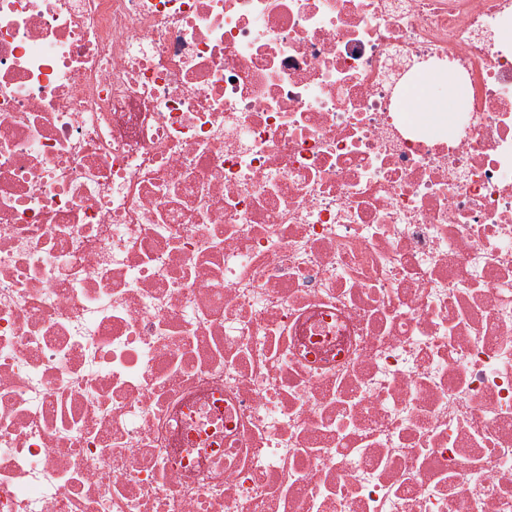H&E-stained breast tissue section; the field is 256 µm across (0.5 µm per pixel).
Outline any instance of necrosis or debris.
<instances>
[{"instance_id": "4bbe7bcc", "label": "necrosis or debris", "mask_w": 512, "mask_h": 512, "mask_svg": "<svg viewBox=\"0 0 512 512\" xmlns=\"http://www.w3.org/2000/svg\"><path fill=\"white\" fill-rule=\"evenodd\" d=\"M0 512H512V0H0ZM462 95V84L453 74L428 71L414 86L407 112L436 135L448 137L451 133V113L458 111Z\"/></svg>"}]
</instances>
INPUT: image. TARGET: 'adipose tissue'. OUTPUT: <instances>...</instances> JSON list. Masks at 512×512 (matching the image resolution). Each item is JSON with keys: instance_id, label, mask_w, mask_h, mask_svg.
<instances>
[{"instance_id": "1", "label": "adipose tissue", "mask_w": 512, "mask_h": 512, "mask_svg": "<svg viewBox=\"0 0 512 512\" xmlns=\"http://www.w3.org/2000/svg\"><path fill=\"white\" fill-rule=\"evenodd\" d=\"M462 95L463 87L454 75L428 71L412 91L409 112L414 120L445 137L451 132V114L458 111Z\"/></svg>"}]
</instances>
